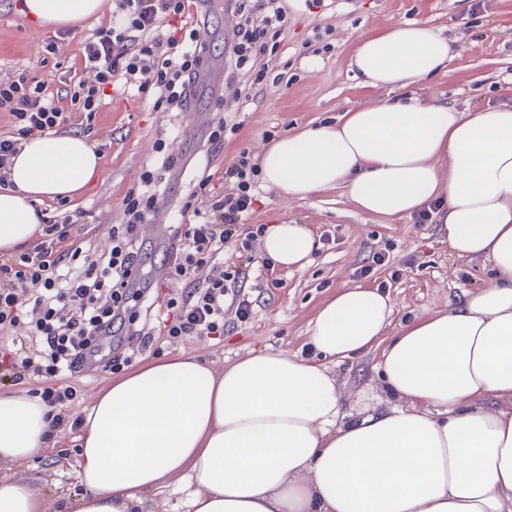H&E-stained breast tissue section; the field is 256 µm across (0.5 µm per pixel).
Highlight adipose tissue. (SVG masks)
I'll use <instances>...</instances> for the list:
<instances>
[{
  "mask_svg": "<svg viewBox=\"0 0 512 512\" xmlns=\"http://www.w3.org/2000/svg\"><path fill=\"white\" fill-rule=\"evenodd\" d=\"M104 0H24L31 20L71 25ZM452 48L427 21L358 36L351 65L392 100L274 140L267 188L288 199L339 188L359 211L433 216L458 258L492 276L461 302L399 327L389 297L340 289L318 309L317 359L249 353L216 370L187 354L146 363L99 390L82 419L80 492L67 512H147L145 491L186 480L188 512H512V104L461 110L421 96ZM101 156L71 131L19 144L0 188V252L42 232V204L95 185ZM303 224L270 225L261 253L304 268ZM377 353L385 406L352 414L333 371ZM55 410L0 394V464L44 455ZM0 512H46L26 482L0 476Z\"/></svg>",
  "mask_w": 512,
  "mask_h": 512,
  "instance_id": "adipose-tissue-1",
  "label": "adipose tissue"
}]
</instances>
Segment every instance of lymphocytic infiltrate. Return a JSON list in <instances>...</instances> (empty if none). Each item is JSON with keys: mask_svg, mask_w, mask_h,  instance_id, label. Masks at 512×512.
I'll use <instances>...</instances> for the list:
<instances>
[{"mask_svg": "<svg viewBox=\"0 0 512 512\" xmlns=\"http://www.w3.org/2000/svg\"><path fill=\"white\" fill-rule=\"evenodd\" d=\"M194 6L195 0H117L122 21L98 30L81 46L94 81L78 83L70 110L61 109L43 84L26 73L0 78V112L12 123L11 131L0 135V170L28 136L61 126L91 132L100 92L111 85L115 72H125L127 84L139 93L154 91L159 101L185 104L203 67L206 46L188 26L169 35L160 34L159 26L167 18L191 14ZM236 11L242 21L229 45V57L239 70L253 58L278 52L287 15L277 0H237ZM158 151L160 167L145 171L139 190L128 191L123 199L127 220L113 225L110 252L89 260L84 272L73 269L83 250L71 241L73 223L67 219L48 217L35 251L0 253V327L31 315L32 333L41 339L40 345L20 347L13 367L19 379L43 383L42 397L51 406L74 397L72 387L60 384L65 373L96 366L97 338L108 340L111 363L117 366L124 359L126 337L137 334L134 324L151 288L143 276L137 228L155 212L156 189L164 172L176 163L173 142H160ZM254 171L248 157L239 155L223 175L224 181L235 183V191L214 196L203 211L183 204L184 222L176 227L167 250L165 277L187 280L204 266L211 267L212 274L185 299L170 297L163 302V335L176 339L223 333L228 302L238 321L249 318L251 302L241 294L238 282L264 230L247 221L253 204L249 176ZM228 247L237 258L230 267L224 264Z\"/></svg>", "mask_w": 512, "mask_h": 512, "instance_id": "lymphocytic-infiltrate-1", "label": "lymphocytic infiltrate"}]
</instances>
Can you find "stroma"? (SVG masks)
<instances>
[{"instance_id": "obj_1", "label": "stroma", "mask_w": 512, "mask_h": 512, "mask_svg": "<svg viewBox=\"0 0 512 512\" xmlns=\"http://www.w3.org/2000/svg\"><path fill=\"white\" fill-rule=\"evenodd\" d=\"M283 4L288 12V26L281 36L284 52L265 59L263 80H256L255 69L237 70L229 64L226 45L236 23L221 10L207 12L201 19L207 46L204 69L183 110L154 109V94L125 91L123 75L114 76L89 135L103 148L96 185L81 198L43 204L48 215L60 218L84 210L85 228L78 237L85 251L109 252L111 228L122 220L124 196L143 170L159 165L156 139L175 133L178 162L160 188L166 203L138 229L143 271L177 298L187 294L190 283H203L209 274L205 268L189 283L164 278L163 265L182 202L191 195L196 206L208 207L209 196L198 191L204 171L215 172L211 185L223 191L225 184L218 174L240 151L259 159L273 138L312 123H332L345 111L387 100L385 90L363 86L350 67L361 33L394 23L429 21L451 39L455 57L446 72L425 82L424 96L461 109L512 104V0H325L324 7L314 9L305 0H283ZM56 33L53 26L32 23L19 13L17 0H0V77L28 71L67 108L70 82H90L94 74L80 53H46V42ZM218 117L232 119L238 127L215 149L207 135ZM255 195L250 223L286 220L309 226L319 237L310 263L289 271L269 267L265 256H256L246 270L245 292L252 302L247 321L226 320L223 335L204 339L158 336L145 347L131 340L126 349L131 367L178 352L200 357L219 370L249 352L269 348L307 356L310 323L320 305L341 288L384 283L383 293L393 305L392 322L398 325L455 305L466 291L484 285L491 276L488 266L457 259L436 224H420L412 216L363 213L339 190L288 200L261 185ZM327 234L332 237L328 243L323 240ZM383 249L390 254L389 264L375 268L373 277H358V268L371 263L373 254ZM375 361L372 354L358 356L336 366L335 372L350 394L363 391L382 400L386 394ZM112 379V373L100 369L69 376L66 383L75 389V400L67 420L53 434L47 457L6 470L42 495L48 512H62L66 498L80 489V430L74 420Z\"/></svg>"}]
</instances>
